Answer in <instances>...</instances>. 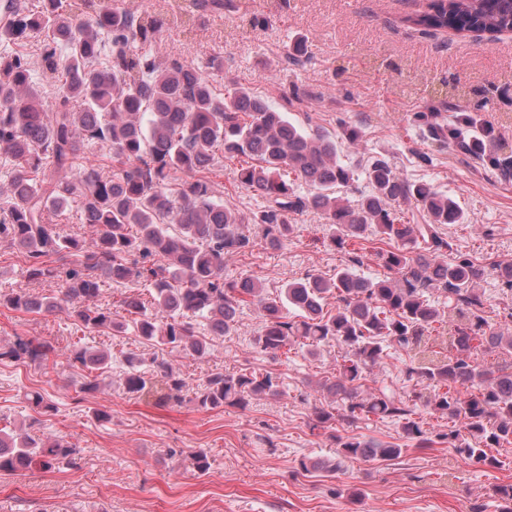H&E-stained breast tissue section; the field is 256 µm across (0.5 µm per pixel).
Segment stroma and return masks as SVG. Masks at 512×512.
I'll return each instance as SVG.
<instances>
[{
    "label": "stroma",
    "instance_id": "stroma-1",
    "mask_svg": "<svg viewBox=\"0 0 512 512\" xmlns=\"http://www.w3.org/2000/svg\"><path fill=\"white\" fill-rule=\"evenodd\" d=\"M427 0H232L224 10L195 18L190 27L160 34L152 50L173 60L224 67L210 79L216 91L237 84L251 88L300 123L338 133L360 127L359 150L342 149L349 165L378 157L390 160L413 181H426L461 206L465 223L442 226L459 252L489 263L512 259V180L484 170L454 148L433 147L418 119L428 106L479 113L500 141L512 146V32L478 37L453 31H423L409 18ZM304 37L308 66L292 75L280 59ZM463 86V99L448 102L445 86ZM299 93L302 104L289 105ZM431 154L432 164L421 154ZM235 162L209 175L224 202L241 214L258 211L262 199L234 177ZM295 232L281 248L253 233L245 253L224 260L228 280L256 278L268 292L308 274L332 276L345 262L329 247L325 216L308 210L294 217ZM25 257L0 247V293L24 288L60 298L59 280L31 281ZM238 328L211 339L203 360L140 343L131 333L79 328L66 308L27 313L0 306V344L20 336L51 344L49 361H0V426L65 436L80 450L76 469L26 471L0 476V512H470L474 503L498 512L496 486L512 484V446L501 449L502 468L456 459L447 441L411 448L394 461L343 462L333 473L304 471L302 458L334 457L336 445L313 430L315 411L327 401L321 389L341 361L338 347L310 357L303 345L288 354L260 350L262 327L256 305L243 304ZM112 352V367L85 394L83 375L66 349L74 342ZM169 361L195 390L216 368L270 371L282 394L247 408L203 411L192 403H162L125 393L120 380L124 353ZM52 401L42 413L28 392ZM207 449L211 468L194 472L177 451Z\"/></svg>",
    "mask_w": 512,
    "mask_h": 512
}]
</instances>
